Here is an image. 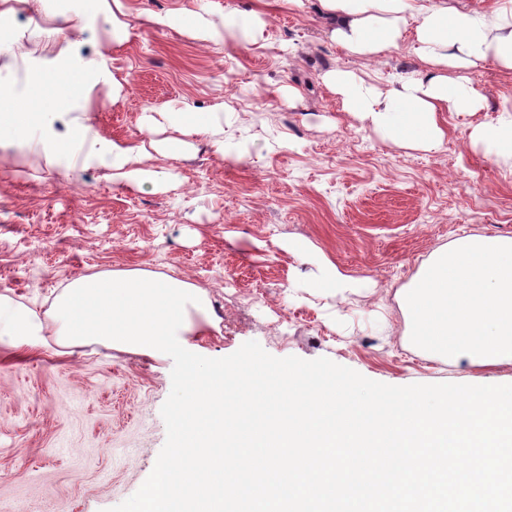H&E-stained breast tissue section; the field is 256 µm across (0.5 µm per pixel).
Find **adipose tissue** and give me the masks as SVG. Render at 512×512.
Wrapping results in <instances>:
<instances>
[{"label":"adipose tissue","mask_w":512,"mask_h":512,"mask_svg":"<svg viewBox=\"0 0 512 512\" xmlns=\"http://www.w3.org/2000/svg\"><path fill=\"white\" fill-rule=\"evenodd\" d=\"M319 5L330 40L348 54L376 57L411 41L423 70L386 91L367 86L347 70H331L323 77L344 111L359 113L397 141L439 148L444 139L439 113L472 114L486 107L473 72L488 63L512 72V0H495L485 15L448 0H319ZM23 12L48 17L52 24L40 29L37 50L0 46V140L21 143L28 155L51 166L62 164L73 172L107 170L113 180L138 190L165 186V173L143 168L141 161L152 151L177 156L179 134L204 138L223 150L220 103L207 112L186 103L174 112L147 113L136 143L100 132L93 93L106 88L120 97L123 85L112 61L136 31L122 17V0H0V31L20 34ZM149 21L189 32L204 43L235 45L254 39L265 25L257 11L227 13L216 22L169 10L151 14ZM36 77L50 84L37 106L32 103ZM164 125L178 136L162 144L154 133ZM469 139L483 146L497 165L512 170V118L477 125ZM215 324L211 301L199 287L141 270L77 277L55 296L44 316L0 295V346L15 350L50 341L70 349L100 342L166 357L188 350L186 331L201 335Z\"/></svg>","instance_id":"obj_1"}]
</instances>
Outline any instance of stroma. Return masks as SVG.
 I'll return each instance as SVG.
<instances>
[{
	"label": "stroma",
	"mask_w": 512,
	"mask_h": 512,
	"mask_svg": "<svg viewBox=\"0 0 512 512\" xmlns=\"http://www.w3.org/2000/svg\"><path fill=\"white\" fill-rule=\"evenodd\" d=\"M304 2L123 0L138 35L113 63L121 98L96 92L101 133L136 141L145 110L220 102L224 150L193 136L181 157L153 156L147 167L177 176L154 192L96 169L66 182L35 162L17 175L0 157V294L44 311L75 277L139 269L209 293L221 323L194 339L205 357L254 340L272 356L324 357L389 385L512 384V364L451 365L411 347L398 299L457 239L512 237V171L468 139L512 101V74L474 72L487 107L441 113L440 150L399 144L344 111L322 76L351 70L388 89L422 68L409 43L346 54L327 38L318 0ZM167 9H255L266 27L241 46L204 45L145 22ZM283 86L301 104L290 107ZM227 151L249 159L227 166ZM291 240L309 244L306 258L288 253ZM324 257L353 291L311 289ZM172 368V358L96 342L66 354L0 348V512H108L135 494L166 440Z\"/></svg>",
	"instance_id": "stroma-1"
}]
</instances>
